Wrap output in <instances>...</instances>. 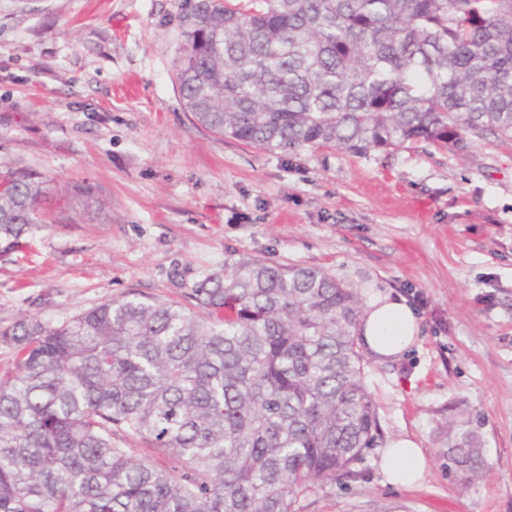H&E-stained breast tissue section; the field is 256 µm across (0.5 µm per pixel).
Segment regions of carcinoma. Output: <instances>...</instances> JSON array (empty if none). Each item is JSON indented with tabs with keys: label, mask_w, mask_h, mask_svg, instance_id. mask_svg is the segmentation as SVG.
<instances>
[{
	"label": "carcinoma",
	"mask_w": 512,
	"mask_h": 512,
	"mask_svg": "<svg viewBox=\"0 0 512 512\" xmlns=\"http://www.w3.org/2000/svg\"><path fill=\"white\" fill-rule=\"evenodd\" d=\"M184 108L267 152L512 139V0H178ZM45 181L0 175V258ZM196 308L108 300L31 318L0 379V512H299L370 447L358 293L316 267L224 264ZM469 422L450 446L479 476ZM142 442L172 460L134 459Z\"/></svg>",
	"instance_id": "obj_1"
}]
</instances>
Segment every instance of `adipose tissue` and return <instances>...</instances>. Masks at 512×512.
Masks as SVG:
<instances>
[{
  "label": "adipose tissue",
  "mask_w": 512,
  "mask_h": 512,
  "mask_svg": "<svg viewBox=\"0 0 512 512\" xmlns=\"http://www.w3.org/2000/svg\"><path fill=\"white\" fill-rule=\"evenodd\" d=\"M419 332L420 318L406 300L385 296L369 303L358 327V343L376 361L385 362L399 358ZM381 469L390 485H419L425 472L423 450L410 438H396L382 456Z\"/></svg>",
  "instance_id": "obj_1"
}]
</instances>
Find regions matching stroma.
I'll return each instance as SVG.
<instances>
[{"instance_id":"stroma-1","label":"stroma","mask_w":512,"mask_h":512,"mask_svg":"<svg viewBox=\"0 0 512 512\" xmlns=\"http://www.w3.org/2000/svg\"><path fill=\"white\" fill-rule=\"evenodd\" d=\"M183 43L176 0H0V171L40 173L68 218L0 260V331L125 296L190 306L246 256L321 268L365 304L416 291L415 344L363 358L374 446L300 512H512V140L270 153L193 122ZM466 420L485 471L470 484L448 460ZM400 436L424 452L420 487L381 470Z\"/></svg>"}]
</instances>
